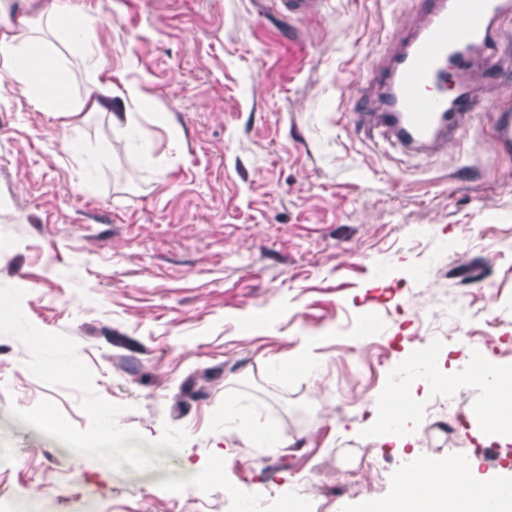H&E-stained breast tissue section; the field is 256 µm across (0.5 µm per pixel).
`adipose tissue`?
Wrapping results in <instances>:
<instances>
[{"label": "adipose tissue", "instance_id": "obj_1", "mask_svg": "<svg viewBox=\"0 0 512 512\" xmlns=\"http://www.w3.org/2000/svg\"><path fill=\"white\" fill-rule=\"evenodd\" d=\"M69 12L75 19L74 24L63 23L54 13L50 16L54 26L63 35L80 41L85 56L103 60L95 36L103 22L102 17L86 9L82 0H71ZM31 27V21L23 16L8 19L0 25V65L7 69L9 76L23 84L41 108L63 118V140L66 144L76 145L80 128L104 108L101 100L105 85L103 72L94 70L79 91H72L52 50L42 41L29 37ZM466 375L478 409L490 407L494 410L489 440L511 441L512 412L497 409V393L492 383L494 369L483 364L473 365ZM442 379V373L424 355L394 373L388 390L393 404L390 442L401 448L410 440L406 426L410 411L406 401L408 388L416 382L432 387ZM224 421L255 431L262 447L284 448L288 445L287 440L269 428L248 395H238L226 404ZM406 459L395 496L383 508L369 506L368 512H512V485L480 479L477 461L460 462L448 457L434 462L414 452L407 454Z\"/></svg>", "mask_w": 512, "mask_h": 512}]
</instances>
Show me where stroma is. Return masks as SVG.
I'll return each mask as SVG.
<instances>
[{"label": "stroma", "mask_w": 512, "mask_h": 512, "mask_svg": "<svg viewBox=\"0 0 512 512\" xmlns=\"http://www.w3.org/2000/svg\"><path fill=\"white\" fill-rule=\"evenodd\" d=\"M108 17L97 35L110 63L107 109L78 134L0 81V286L22 289L37 328L78 344L94 389L123 406L118 424L147 439L183 429L181 453L114 472L51 444L10 415L53 401L86 429L82 395L24 369L28 351L0 335V490L28 503L34 489L62 498L106 482L109 512H233L235 498H283L299 485L315 512H360L391 500L401 453L387 440L377 398L423 339L448 324L417 314L414 281L467 293L469 333L449 338L439 365L456 382L486 322L500 317L490 362L512 366V154L499 153L492 108L506 86L477 82L485 109L438 153L409 151L357 123L352 85L385 54L416 0H325L289 14L285 0H85ZM37 35L81 88L97 64L57 30ZM115 112L140 113L151 164L127 151ZM104 157L89 190L83 153ZM79 265L75 282L43 267ZM81 291L85 304L65 301ZM322 362L318 379H281L273 363ZM246 393L287 447L258 455L224 426L227 400ZM414 443L431 459L512 469L506 447L487 454L467 387L451 422L429 414L423 386ZM221 477L207 491L175 490L186 468Z\"/></svg>", "instance_id": "1"}]
</instances>
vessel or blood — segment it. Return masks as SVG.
Instances as JSON below:
<instances>
[{"label": "vessel or blood", "mask_w": 512, "mask_h": 512, "mask_svg": "<svg viewBox=\"0 0 512 512\" xmlns=\"http://www.w3.org/2000/svg\"><path fill=\"white\" fill-rule=\"evenodd\" d=\"M413 25L392 35L385 59L373 62L367 86L376 96L364 124L383 129L401 145L434 153L461 134L480 111L472 92L476 51L493 46V24L512 0H418ZM493 133L503 152L512 151V105L498 107Z\"/></svg>", "instance_id": "b4317fda"}]
</instances>
